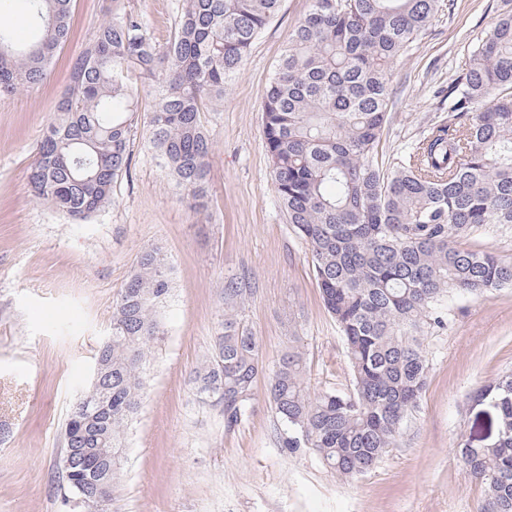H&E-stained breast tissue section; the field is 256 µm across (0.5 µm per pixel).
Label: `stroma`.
I'll use <instances>...</instances> for the list:
<instances>
[{"instance_id": "obj_1", "label": "stroma", "mask_w": 512, "mask_h": 512, "mask_svg": "<svg viewBox=\"0 0 512 512\" xmlns=\"http://www.w3.org/2000/svg\"><path fill=\"white\" fill-rule=\"evenodd\" d=\"M180 0H72L71 35L38 84L0 96V512H67L64 429L92 382L113 304L140 252L158 247L172 271L150 385L129 424L112 512H479L483 490L457 445L497 434L475 392L512 373V288L453 297L424 345L426 388L398 445L345 480L308 450L282 446L287 425L268 395L281 355L296 346L311 393L349 392L345 342L326 311L305 241L278 205L262 129L266 90L288 35L311 0H281L221 103L202 113L213 141L208 197L196 210L149 147L141 98L131 165L96 217L76 222L35 201L28 169L71 66L113 8L139 15L165 45ZM503 0H442L435 21L393 66L383 153L393 157L448 115V87L496 23ZM259 341L263 371L234 428L200 394L195 373L224 333V290Z\"/></svg>"}]
</instances>
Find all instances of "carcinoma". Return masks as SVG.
<instances>
[{
	"label": "carcinoma",
	"instance_id": "carcinoma-1",
	"mask_svg": "<svg viewBox=\"0 0 512 512\" xmlns=\"http://www.w3.org/2000/svg\"><path fill=\"white\" fill-rule=\"evenodd\" d=\"M40 36L15 42L0 24V95L39 83L69 36L71 0H28ZM281 0H183L171 40L159 47L132 13L112 9L72 65L71 84L45 127L28 170L32 197L83 221L112 199L127 169L132 121L153 94L147 141L194 206L208 191L212 140L200 113L224 98L248 50ZM439 0H311L270 79L263 132L277 200L307 243L324 305L347 348L353 389L311 395L302 358L279 361L270 401L288 426L283 447L313 450L338 475L371 471L419 405L428 363L422 335L442 303L512 288V264L470 242L482 224H512V11L470 54L448 90V120L387 162L379 144L392 108L391 68L432 25ZM156 247L144 249L121 289L112 331L97 354L112 376L73 405L65 441L93 435L83 462L118 471L102 449L122 436L144 399L160 311L171 292ZM242 289H224V335L197 376L227 427L246 414L262 370L256 336L238 317ZM476 395L494 400L496 440L461 444L481 486V512H512V373ZM79 512H110L112 498L65 480Z\"/></svg>",
	"mask_w": 512,
	"mask_h": 512
}]
</instances>
